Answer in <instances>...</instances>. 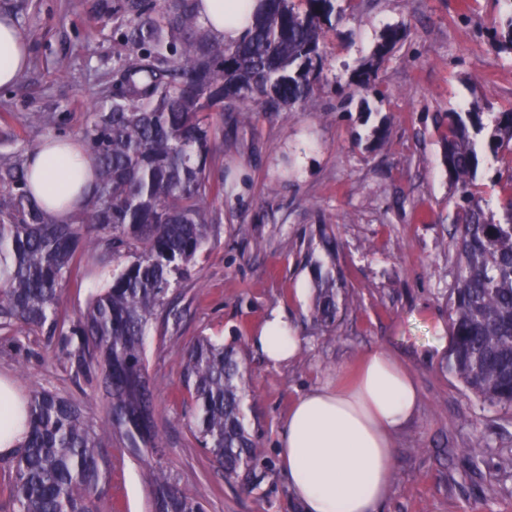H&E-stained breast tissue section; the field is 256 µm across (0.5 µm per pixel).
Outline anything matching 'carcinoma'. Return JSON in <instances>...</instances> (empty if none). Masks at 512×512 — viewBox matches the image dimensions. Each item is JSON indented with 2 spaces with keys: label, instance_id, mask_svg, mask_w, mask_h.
<instances>
[{
  "label": "carcinoma",
  "instance_id": "obj_1",
  "mask_svg": "<svg viewBox=\"0 0 512 512\" xmlns=\"http://www.w3.org/2000/svg\"><path fill=\"white\" fill-rule=\"evenodd\" d=\"M201 0H128L125 38L139 53L116 73L106 104L89 113L81 144L94 164V188L67 224L54 222L34 197L26 158L0 159V330L25 327L64 353L75 382L101 379L107 423L95 426L80 402L50 389L24 410L28 430L14 456L15 512H92L112 437L134 453L161 448L146 370L145 336L167 312L169 294L214 236L206 212L224 194L211 171L224 147L221 112L232 122L313 99L336 33L339 0H262L246 36L212 38ZM407 29H386L347 85L367 89ZM512 50V16L490 31ZM445 161L459 198L454 230L456 278L448 294V372L480 402L512 410V170L498 173L509 194L486 216L472 187L476 143L512 151V106L493 124L482 113H448ZM91 260L94 281L71 323L59 324L63 284ZM336 277L318 279L314 320L336 323ZM190 424L224 476L248 491L269 475L243 412L242 349L201 336L185 356ZM155 512H205L161 467L151 472Z\"/></svg>",
  "mask_w": 512,
  "mask_h": 512
}]
</instances>
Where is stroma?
I'll use <instances>...</instances> for the list:
<instances>
[{
  "label": "stroma",
  "mask_w": 512,
  "mask_h": 512,
  "mask_svg": "<svg viewBox=\"0 0 512 512\" xmlns=\"http://www.w3.org/2000/svg\"><path fill=\"white\" fill-rule=\"evenodd\" d=\"M127 0H0L27 39L30 63L0 88V156L55 133L79 137L102 107L112 74L136 48L123 38ZM502 0H353L325 40L317 98L260 113L227 131L212 174L224 180L218 232L171 295V314L145 341L162 435L156 461L207 512H300L280 470L245 493L214 466L187 423L183 352L197 336L241 339L248 364L244 411L264 459L277 461L288 409L302 392L353 371L376 348L415 374L419 412L396 439V474L383 512H512V412L481 404L449 374L448 290L455 254V189L444 148L447 113L479 110L484 122L512 106V53L488 33ZM409 37L381 73L383 95L344 93L350 72L387 27ZM53 112L48 130L31 120ZM388 134L377 138L380 127ZM477 189L487 214L506 192L492 186L512 152H480ZM334 234L335 255L320 243ZM337 269L338 312L329 328L312 318L314 266ZM292 316L305 344L296 360L269 366L252 344L266 313ZM0 376L22 395L47 387L81 401L94 424L106 419L101 382L72 379L67 357L44 336L0 331ZM144 462L113 441L104 490L93 512H152Z\"/></svg>",
  "instance_id": "obj_1"
}]
</instances>
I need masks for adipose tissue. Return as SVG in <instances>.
<instances>
[{"mask_svg": "<svg viewBox=\"0 0 512 512\" xmlns=\"http://www.w3.org/2000/svg\"><path fill=\"white\" fill-rule=\"evenodd\" d=\"M259 0H202L204 26L225 44L239 42L247 31L241 14H254ZM23 34L0 18V87L12 85L27 61ZM36 199L56 221L72 211L66 191L74 171H91L92 162L79 143L48 140L27 157ZM269 365L296 358L303 338L289 316L278 309L266 314L252 339ZM420 392L413 374L389 350L366 354L356 376L314 387L290 407L279 438L278 458L288 491L304 512H379L389 498L397 436L413 421ZM22 399L15 384L0 377V456L9 458L23 440Z\"/></svg>", "mask_w": 512, "mask_h": 512, "instance_id": "ef3b65f1", "label": "adipose tissue"}]
</instances>
